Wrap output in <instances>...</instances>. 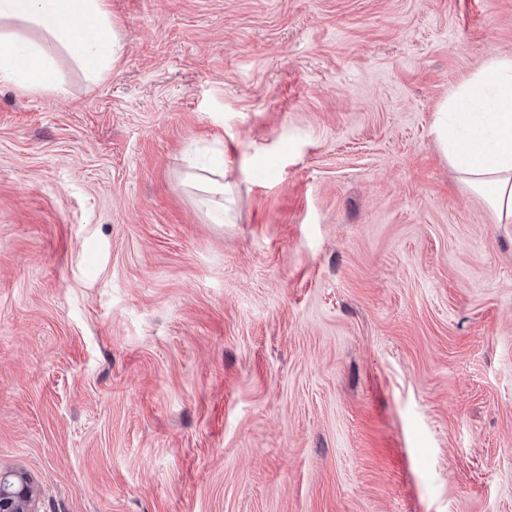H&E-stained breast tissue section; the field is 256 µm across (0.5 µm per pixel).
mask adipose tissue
I'll return each instance as SVG.
<instances>
[{
  "instance_id": "ef3b65f1",
  "label": "adipose tissue",
  "mask_w": 512,
  "mask_h": 512,
  "mask_svg": "<svg viewBox=\"0 0 512 512\" xmlns=\"http://www.w3.org/2000/svg\"><path fill=\"white\" fill-rule=\"evenodd\" d=\"M16 21L39 32L41 42L2 29ZM62 48L95 83L119 61L123 45L106 0H0V83L17 89L58 95L66 89L47 45ZM436 139L449 165L483 194L497 223L512 224V57L488 58L465 83L453 88L433 118ZM229 158L208 160L194 175L211 218H230L225 201L231 193L224 173Z\"/></svg>"
}]
</instances>
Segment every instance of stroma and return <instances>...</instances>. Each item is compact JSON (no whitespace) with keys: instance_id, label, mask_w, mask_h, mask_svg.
<instances>
[{"instance_id":"1","label":"stroma","mask_w":512,"mask_h":512,"mask_svg":"<svg viewBox=\"0 0 512 512\" xmlns=\"http://www.w3.org/2000/svg\"><path fill=\"white\" fill-rule=\"evenodd\" d=\"M108 8L105 80L0 85V469L36 512H512V224L432 132L512 0ZM231 164L232 161L226 155L220 161L206 160L203 165L209 175L194 174L192 176L195 186L203 193L201 199L208 205L212 220L218 224L230 220L231 209L224 205L223 200L228 201V196L231 194L228 184L224 183V171ZM216 196L219 197V201H215Z\"/></svg>"}]
</instances>
